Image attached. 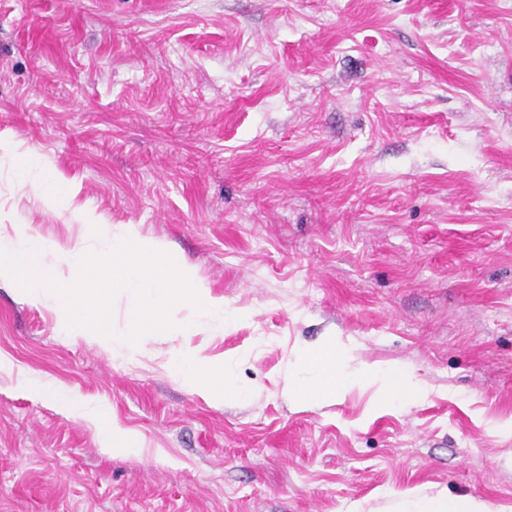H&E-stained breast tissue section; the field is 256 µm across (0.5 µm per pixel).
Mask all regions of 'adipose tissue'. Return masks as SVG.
Wrapping results in <instances>:
<instances>
[{"mask_svg": "<svg viewBox=\"0 0 512 512\" xmlns=\"http://www.w3.org/2000/svg\"><path fill=\"white\" fill-rule=\"evenodd\" d=\"M350 360L349 354L332 348L297 354L295 364L284 368L283 391L299 399L309 390L316 389L324 397L332 398L353 385L365 384L375 387L380 401L392 405L415 402L423 394L418 381L400 368L354 370L350 367ZM169 368L185 385L210 401L221 402L243 393L233 376L231 359L216 360L195 350L176 349L170 355ZM29 384L37 393L57 399L73 414L92 421L104 446L111 448L113 454L134 455L140 452L138 435L120 426L104 408L80 404L67 391L52 383L33 378ZM390 509L391 512H503L501 506L484 499L429 495L418 489L392 495Z\"/></svg>", "mask_w": 512, "mask_h": 512, "instance_id": "adipose-tissue-1", "label": "adipose tissue"}]
</instances>
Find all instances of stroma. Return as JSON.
Listing matches in <instances>:
<instances>
[{"label": "stroma", "mask_w": 512, "mask_h": 512, "mask_svg": "<svg viewBox=\"0 0 512 512\" xmlns=\"http://www.w3.org/2000/svg\"><path fill=\"white\" fill-rule=\"evenodd\" d=\"M0 136L246 315L131 358L1 280L0 512H378L418 487L512 512V0H0ZM13 169L0 207L71 247ZM333 341L426 396L288 399L289 356ZM174 347L237 357L245 396L202 398ZM27 382L37 393L57 399L73 414L92 421L98 428L104 446L109 447L107 449L112 450L113 455H134L140 452L141 443L138 435L120 426L104 408L80 404L67 391L53 383L30 377Z\"/></svg>", "instance_id": "35a3bbf8"}]
</instances>
